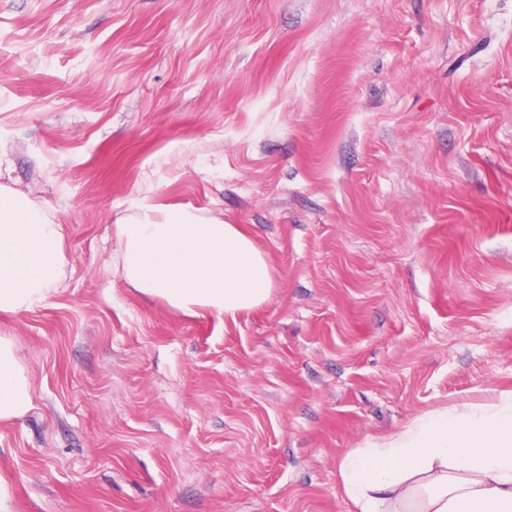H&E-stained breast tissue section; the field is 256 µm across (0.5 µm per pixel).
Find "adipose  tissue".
I'll list each match as a JSON object with an SVG mask.
<instances>
[{
	"label": "adipose tissue",
	"mask_w": 512,
	"mask_h": 512,
	"mask_svg": "<svg viewBox=\"0 0 512 512\" xmlns=\"http://www.w3.org/2000/svg\"><path fill=\"white\" fill-rule=\"evenodd\" d=\"M118 271L135 293L191 316L260 306L273 288L265 255L239 225L141 202L115 226ZM62 225L0 184V313L41 305L67 263ZM33 407L18 343L0 336V422ZM351 512H512V391L458 401L366 439L338 462Z\"/></svg>",
	"instance_id": "1"
}]
</instances>
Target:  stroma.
Listing matches in <instances>:
<instances>
[{"mask_svg":"<svg viewBox=\"0 0 512 512\" xmlns=\"http://www.w3.org/2000/svg\"><path fill=\"white\" fill-rule=\"evenodd\" d=\"M0 184L68 256L0 315L14 512H350L348 449L512 390V0H0ZM144 200L241 225L270 298L132 293ZM19 352L14 339L0 336V422L19 419L34 405L31 382Z\"/></svg>","mask_w":512,"mask_h":512,"instance_id":"stroma-1","label":"stroma"}]
</instances>
